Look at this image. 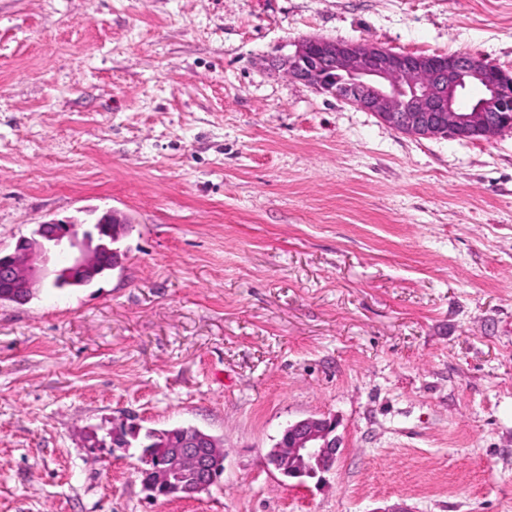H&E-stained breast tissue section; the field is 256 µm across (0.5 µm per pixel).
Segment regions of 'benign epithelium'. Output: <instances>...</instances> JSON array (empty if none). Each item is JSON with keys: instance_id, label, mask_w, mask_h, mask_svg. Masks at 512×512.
Returning a JSON list of instances; mask_svg holds the SVG:
<instances>
[{"instance_id": "benign-epithelium-1", "label": "benign epithelium", "mask_w": 512, "mask_h": 512, "mask_svg": "<svg viewBox=\"0 0 512 512\" xmlns=\"http://www.w3.org/2000/svg\"><path fill=\"white\" fill-rule=\"evenodd\" d=\"M291 77L374 113L396 131L418 138L489 140L512 131V75L468 53L423 57L393 51L367 42L309 38L299 45L288 64ZM470 83L484 88L483 96L466 108L457 100ZM93 230L78 232L71 220L39 224L36 236L21 238L13 254H0V286L42 288L59 253L69 257L70 278L95 273L99 252L92 246ZM334 420L305 418L288 424L281 441L263 458L293 479L314 478L331 470L340 454ZM224 457L223 445L201 431L182 441L166 465H153L140 456L139 472L147 486L167 485L184 477L187 496L215 481L212 463Z\"/></svg>"}]
</instances>
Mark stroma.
I'll return each mask as SVG.
<instances>
[{"mask_svg": "<svg viewBox=\"0 0 512 512\" xmlns=\"http://www.w3.org/2000/svg\"><path fill=\"white\" fill-rule=\"evenodd\" d=\"M310 37L512 72V0H0V252L124 215L0 301V512H512V132L418 139L291 78ZM224 444L150 499L127 415ZM332 418L331 472L261 459ZM76 224L63 219L42 222L36 231V237L20 238L13 252L3 255L0 253V301L16 303L15 296H20L29 302L38 288L48 284L46 278L49 274L54 275L51 281L53 283L58 272L50 273V270L56 264L59 252H65L69 257L66 275L71 280L75 276L94 274L99 268L94 277L68 283L70 286H89L106 271L121 266L124 253L114 245L119 242L129 225L114 210L107 211L94 223L112 226V233L105 232L94 247L91 245L96 238L93 230L84 231L80 239ZM99 243L102 245L101 262L96 249ZM15 252L22 254L23 258L19 262L11 260ZM6 257L10 259L4 260Z\"/></svg>", "mask_w": 512, "mask_h": 512, "instance_id": "stroma-1", "label": "stroma"}]
</instances>
